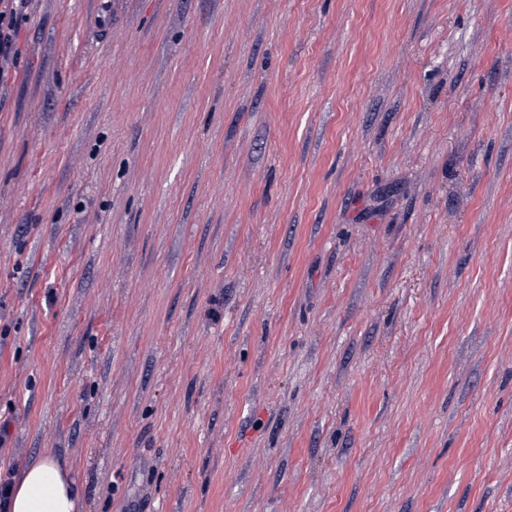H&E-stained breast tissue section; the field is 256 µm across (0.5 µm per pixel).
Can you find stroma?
<instances>
[{
	"label": "stroma",
	"instance_id": "1",
	"mask_svg": "<svg viewBox=\"0 0 512 512\" xmlns=\"http://www.w3.org/2000/svg\"><path fill=\"white\" fill-rule=\"evenodd\" d=\"M18 49L1 483L512 512V0H29Z\"/></svg>",
	"mask_w": 512,
	"mask_h": 512
}]
</instances>
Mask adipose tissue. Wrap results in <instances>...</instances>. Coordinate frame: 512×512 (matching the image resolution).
<instances>
[{
  "instance_id": "1",
  "label": "adipose tissue",
  "mask_w": 512,
  "mask_h": 512,
  "mask_svg": "<svg viewBox=\"0 0 512 512\" xmlns=\"http://www.w3.org/2000/svg\"><path fill=\"white\" fill-rule=\"evenodd\" d=\"M77 482L54 454L28 463L8 490V512H76Z\"/></svg>"
}]
</instances>
